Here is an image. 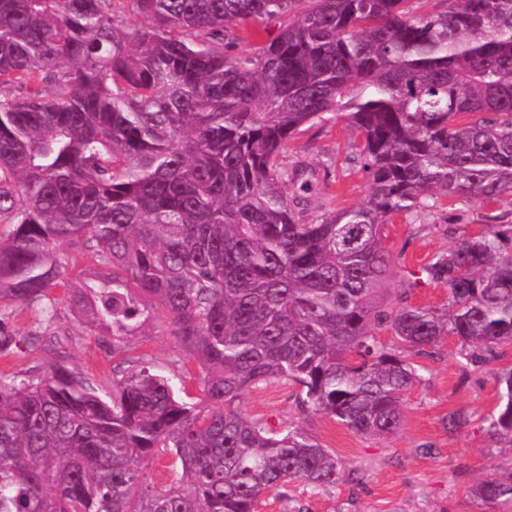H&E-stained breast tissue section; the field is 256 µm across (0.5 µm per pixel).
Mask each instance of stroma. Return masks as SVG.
Wrapping results in <instances>:
<instances>
[{
	"label": "stroma",
	"instance_id": "obj_1",
	"mask_svg": "<svg viewBox=\"0 0 512 512\" xmlns=\"http://www.w3.org/2000/svg\"><path fill=\"white\" fill-rule=\"evenodd\" d=\"M361 142L359 134L341 122L302 128L289 141L281 157L283 167H303L312 174L305 193L306 220L366 200L371 177L358 155ZM490 224L512 225V197L463 202L439 194L430 208L395 215L383 241L393 268L386 304L393 309L408 303L446 311L448 290L426 273V265ZM11 311L19 334L47 329L59 335L61 349H18L13 357L0 359V376L45 371L61 352L69 367L100 390L111 389L119 356L105 337L86 330L67 304L58 305L49 323L37 305L16 303ZM128 349L160 371L176 369L190 396L201 398L197 361L179 349L162 322L147 326L130 340ZM409 360L419 379L404 396L399 429L386 438L364 436L334 418L302 410L289 385L272 383L244 391L238 406L246 415L279 428L302 427L332 450L340 465L336 485L314 490L299 481L289 483L267 495L257 512H512L511 505H489L471 493L478 480L497 476L512 463V449L489 429L499 404L496 374L512 368V344L499 347L489 363H473L458 338L447 335ZM456 411L467 416L459 428L449 423Z\"/></svg>",
	"mask_w": 512,
	"mask_h": 512
}]
</instances>
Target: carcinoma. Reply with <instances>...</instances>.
<instances>
[{
  "label": "carcinoma",
  "mask_w": 512,
  "mask_h": 512,
  "mask_svg": "<svg viewBox=\"0 0 512 512\" xmlns=\"http://www.w3.org/2000/svg\"><path fill=\"white\" fill-rule=\"evenodd\" d=\"M413 1L0 0V299L62 288L114 353L160 315L204 397L145 361L108 392L62 359L0 377V512H255L340 469L299 426L238 409L248 388L294 385L301 408L387 437L418 374L378 326L416 354L452 334L474 362L512 344L498 224L426 266L447 312L383 308L390 216L434 192L512 195V0ZM273 20L236 52L233 26ZM339 120L363 139L371 193L306 222L308 181L280 158L302 127ZM63 242L99 271L66 278ZM18 346L0 309V357ZM497 382L490 430L511 448L512 370ZM166 454L176 476L159 484ZM472 495L512 502V466ZM278 23L270 22L263 25L243 23L236 33L242 38L238 45L239 53H248L260 46L263 42L276 35ZM267 28V33L265 32Z\"/></svg>",
  "instance_id": "obj_1"
}]
</instances>
